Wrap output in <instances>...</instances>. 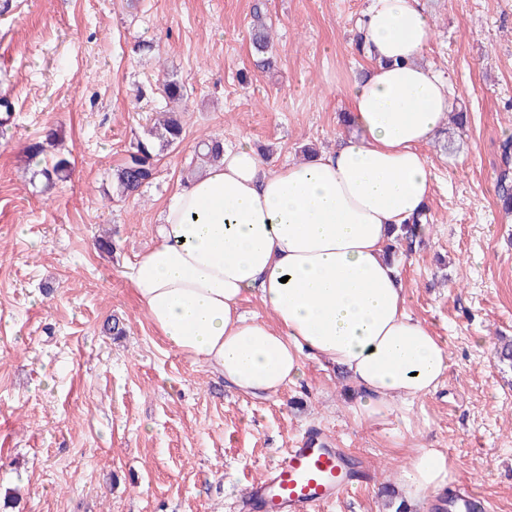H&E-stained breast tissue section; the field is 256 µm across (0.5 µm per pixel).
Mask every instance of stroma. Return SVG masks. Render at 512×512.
<instances>
[{"instance_id": "35a3bbf8", "label": "stroma", "mask_w": 512, "mask_h": 512, "mask_svg": "<svg viewBox=\"0 0 512 512\" xmlns=\"http://www.w3.org/2000/svg\"><path fill=\"white\" fill-rule=\"evenodd\" d=\"M370 0H9L0 9V512H246L243 491L292 440L325 429L369 486L323 512H392L417 448L441 450L453 483L512 512V222L497 204L512 137V0H422L421 61L449 79L465 130L424 147L433 192L424 242L399 271L407 310L444 341L449 370L386 421L358 417L349 381L308 358L304 378L263 398L173 349L127 273L151 248L196 145L249 139L279 166L348 135L346 92L370 66L354 31ZM265 24L276 58L257 67ZM149 41L152 52L139 42ZM187 88L184 140L154 180L118 196L112 170L164 100ZM73 162L44 189L24 148L44 128ZM110 233L113 249L96 241ZM120 319L125 335L106 329Z\"/></svg>"}]
</instances>
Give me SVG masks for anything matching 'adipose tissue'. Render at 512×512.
I'll list each match as a JSON object with an SVG mask.
<instances>
[{
    "instance_id": "ef3b65f1",
    "label": "adipose tissue",
    "mask_w": 512,
    "mask_h": 512,
    "mask_svg": "<svg viewBox=\"0 0 512 512\" xmlns=\"http://www.w3.org/2000/svg\"><path fill=\"white\" fill-rule=\"evenodd\" d=\"M359 33L373 65L348 92L353 134L276 168L249 140L178 187L157 242L131 266L133 290L166 342L235 391L297 384L303 357L342 369L361 418L433 391L449 366L407 311L386 246L431 194L422 152L451 109L450 88L419 58L432 35L420 0H370ZM258 297L271 320L246 316ZM448 465L420 448L402 468L406 501L445 492Z\"/></svg>"
}]
</instances>
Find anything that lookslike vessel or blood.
<instances>
[{"mask_svg":"<svg viewBox=\"0 0 512 512\" xmlns=\"http://www.w3.org/2000/svg\"><path fill=\"white\" fill-rule=\"evenodd\" d=\"M363 476L342 449L322 431H309L257 482L246 499L253 512H321L353 491ZM489 506L469 487L456 488L448 512H488Z\"/></svg>","mask_w":512,"mask_h":512,"instance_id":"1","label":"vessel or blood"}]
</instances>
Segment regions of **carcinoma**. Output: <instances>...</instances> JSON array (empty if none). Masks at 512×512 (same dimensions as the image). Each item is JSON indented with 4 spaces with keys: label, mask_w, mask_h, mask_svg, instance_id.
<instances>
[{
    "label": "carcinoma",
    "mask_w": 512,
    "mask_h": 512,
    "mask_svg": "<svg viewBox=\"0 0 512 512\" xmlns=\"http://www.w3.org/2000/svg\"><path fill=\"white\" fill-rule=\"evenodd\" d=\"M252 46L261 56L262 66L270 68L273 65L272 57L269 56V38L267 30L257 29L252 34ZM162 96L168 101H181L186 97L185 83L178 79H166L161 84ZM183 140V124L180 116L175 112H162L149 128L145 137L130 144L127 155L123 162L112 172V184L117 194L130 196L136 194L140 189L153 178L155 161L159 153L177 147ZM55 149L50 162L46 163L38 174L44 179L47 188L57 182L66 179L70 172V162L56 151V134L47 132L45 138L33 140L26 145V153L32 160H39L47 154L49 149ZM224 153V146L216 139L203 140L197 146L195 153L196 163L202 167L219 162ZM496 196L502 209L512 212V169L505 168L497 178ZM424 225L414 222L403 224L399 232L387 245L389 253L393 254L399 248H405V252L411 253L416 246L420 245L423 237Z\"/></svg>",
    "instance_id": "cac0c4a2"
}]
</instances>
